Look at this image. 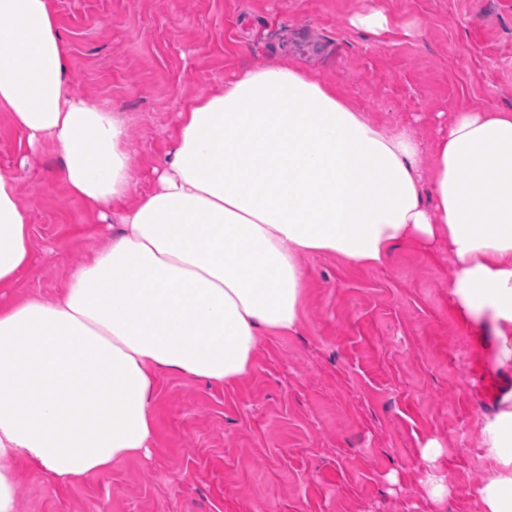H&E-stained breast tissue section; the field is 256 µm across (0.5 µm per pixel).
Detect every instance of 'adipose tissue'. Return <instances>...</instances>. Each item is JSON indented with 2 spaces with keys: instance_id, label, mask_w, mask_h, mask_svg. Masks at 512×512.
<instances>
[{
  "instance_id": "adipose-tissue-1",
  "label": "adipose tissue",
  "mask_w": 512,
  "mask_h": 512,
  "mask_svg": "<svg viewBox=\"0 0 512 512\" xmlns=\"http://www.w3.org/2000/svg\"><path fill=\"white\" fill-rule=\"evenodd\" d=\"M51 0H0V112L53 145L69 193L120 228L52 297L0 302V512L23 467L61 487L147 453L161 374L224 384L260 336L296 331L306 260L381 265L447 245L452 294L512 358V108L465 110L430 143L385 131L297 60L237 71L179 114L134 206L123 119L67 89ZM29 214L0 175V291L33 259ZM481 512H512V410L484 427Z\"/></svg>"
}]
</instances>
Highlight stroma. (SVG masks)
Returning a JSON list of instances; mask_svg holds the SVG:
<instances>
[{
	"label": "stroma",
	"instance_id": "obj_1",
	"mask_svg": "<svg viewBox=\"0 0 512 512\" xmlns=\"http://www.w3.org/2000/svg\"><path fill=\"white\" fill-rule=\"evenodd\" d=\"M71 92L128 125L135 191L178 114L245 65L305 59L385 128L430 140L465 108L512 107V0H52ZM384 14V31L354 25ZM0 173L30 209L33 260L9 297L52 296L110 238L71 196L51 145L0 112ZM294 333L264 336L223 385L167 375L149 454L60 488L15 476L16 512H479L493 472L483 428L512 392L461 317L447 248L396 245L378 267L307 260ZM438 443L435 460L423 450ZM445 477L435 500L427 470Z\"/></svg>",
	"mask_w": 512,
	"mask_h": 512
}]
</instances>
